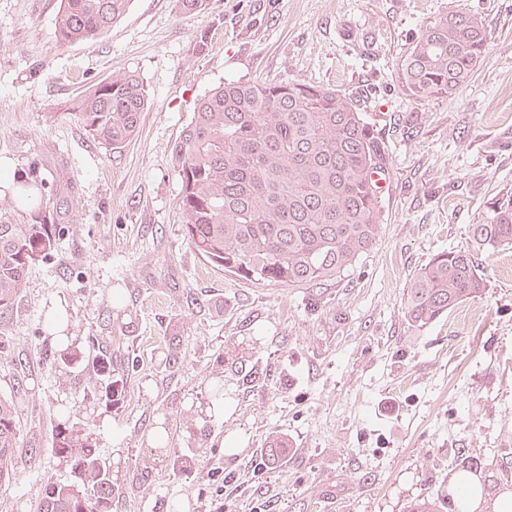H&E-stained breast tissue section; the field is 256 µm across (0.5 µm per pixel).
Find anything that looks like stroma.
Wrapping results in <instances>:
<instances>
[{
	"instance_id": "stroma-1",
	"label": "stroma",
	"mask_w": 512,
	"mask_h": 512,
	"mask_svg": "<svg viewBox=\"0 0 512 512\" xmlns=\"http://www.w3.org/2000/svg\"><path fill=\"white\" fill-rule=\"evenodd\" d=\"M61 3L0 0V160L37 193L30 207L0 188V207L64 228L0 317V396L16 399L20 446L0 512H39L47 481L68 479L51 447L64 409L112 462V512L179 498L189 512H406L451 493L468 456L492 460L489 490L512 489V249L475 251L481 297L422 327L404 308L418 270L469 247L470 225L512 188V0H207L191 15L130 0L109 33L72 45L58 40ZM456 11L491 30L478 69L452 95L409 97L401 55ZM127 72L150 102L110 150L70 104ZM255 80L353 94L387 151L384 232L341 278L255 286L184 238L174 145L201 97ZM57 303L73 349L92 336L133 363L117 401L85 399V363L55 368ZM219 383L225 409L194 438Z\"/></svg>"
}]
</instances>
